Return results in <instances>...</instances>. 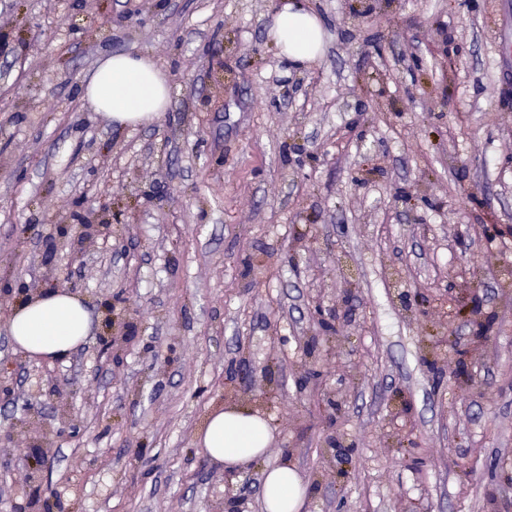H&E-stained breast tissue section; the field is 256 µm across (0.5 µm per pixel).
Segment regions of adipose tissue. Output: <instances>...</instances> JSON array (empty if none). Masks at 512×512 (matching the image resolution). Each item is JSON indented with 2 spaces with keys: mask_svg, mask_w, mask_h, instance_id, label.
<instances>
[{
  "mask_svg": "<svg viewBox=\"0 0 512 512\" xmlns=\"http://www.w3.org/2000/svg\"><path fill=\"white\" fill-rule=\"evenodd\" d=\"M270 36L282 58L309 64L320 58L325 32L307 0H284L272 20ZM82 96L112 123L134 126L165 112L170 86L148 57L123 53L105 58L83 86ZM90 316L84 301L59 290L33 296L13 311L8 333L14 347L42 360L69 356L85 344ZM273 439L260 413L238 407L213 410L196 437L201 451L225 469L235 470L261 458ZM305 486L290 462L265 471L263 512H301Z\"/></svg>",
  "mask_w": 512,
  "mask_h": 512,
  "instance_id": "ef3b65f1",
  "label": "adipose tissue"
}]
</instances>
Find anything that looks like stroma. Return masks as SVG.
<instances>
[{"instance_id":"obj_1","label":"stroma","mask_w":512,"mask_h":512,"mask_svg":"<svg viewBox=\"0 0 512 512\" xmlns=\"http://www.w3.org/2000/svg\"><path fill=\"white\" fill-rule=\"evenodd\" d=\"M308 2L324 52L294 67L277 0H0V512H262L285 460L302 512H512V0ZM117 53L167 77L158 119L83 99ZM93 202L112 230L75 262ZM51 266L91 313L55 362L7 331ZM224 406L274 434L232 473L196 446Z\"/></svg>"}]
</instances>
